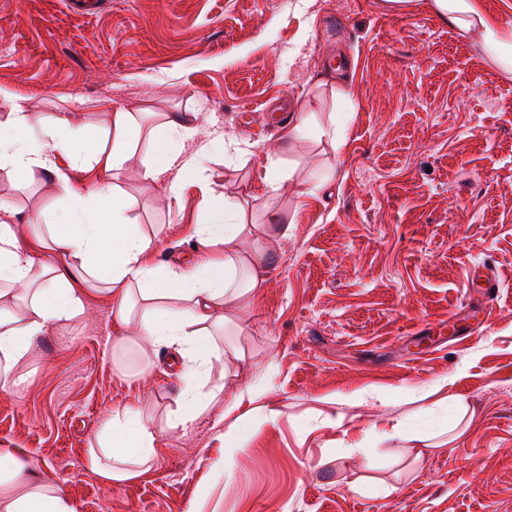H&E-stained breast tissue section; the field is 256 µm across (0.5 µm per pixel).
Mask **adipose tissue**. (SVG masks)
I'll return each instance as SVG.
<instances>
[{
    "instance_id": "1",
    "label": "adipose tissue",
    "mask_w": 512,
    "mask_h": 512,
    "mask_svg": "<svg viewBox=\"0 0 512 512\" xmlns=\"http://www.w3.org/2000/svg\"><path fill=\"white\" fill-rule=\"evenodd\" d=\"M432 10L459 30L480 31L487 54L503 72L512 73V31L489 25L476 0H432ZM0 103L8 109L0 121V172L10 178L36 171L53 175L67 213L63 223L36 240L38 249L60 259L47 278L36 273L13 225L0 223V303L12 301L9 309L0 307V390L21 385L15 369L37 338L83 318L84 297L92 285L109 296L116 320L137 322L138 342L174 349L181 390L167 423L173 429H189L218 396L217 390L202 385L213 357L214 330L224 327L227 308L245 304L248 294L268 279L259 250L242 251L237 243L245 235L287 237V218L270 211L265 223L246 224L241 204L205 184L201 191L208 220L196 230L199 262L152 263L149 256L157 242L138 230L113 183L138 138L133 114L113 113L111 147L84 153L79 149L82 132L67 113L35 136L29 132L24 98L6 95ZM165 126L166 136L150 142L143 176L174 196L183 178L202 170L211 153L223 149L224 140L216 138L188 154L182 146L190 134L185 119L168 115ZM61 156L96 171L94 191L72 188L57 164ZM155 460L153 422L129 406L112 412L86 455L87 465L109 486L147 472ZM2 468L25 491L1 504L0 512H75L60 482H44L31 461L4 450Z\"/></svg>"
}]
</instances>
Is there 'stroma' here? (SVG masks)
<instances>
[{
  "instance_id": "1",
  "label": "stroma",
  "mask_w": 512,
  "mask_h": 512,
  "mask_svg": "<svg viewBox=\"0 0 512 512\" xmlns=\"http://www.w3.org/2000/svg\"><path fill=\"white\" fill-rule=\"evenodd\" d=\"M99 2L82 15L70 0H0V90L26 99L33 133L67 112L95 148L126 110L145 133L186 115L189 153L219 135L240 144L175 197L144 179V149L123 165L117 191L158 238L156 260L197 261L204 183L247 223L268 207L292 229L263 244L267 287L228 310L217 344L243 358L214 360L224 391L189 431L167 425L171 350L142 352L92 291L84 320L40 338L24 383L0 392V449L60 480L76 512H512V76L480 33L443 23L431 0ZM303 112L312 129L269 194L266 154ZM0 200L24 245L32 216L64 212L43 174L0 178ZM480 265L501 288L458 341L448 317L472 305ZM117 336L132 340L119 353ZM254 383L263 396L225 414ZM124 406L152 417L158 462L108 487L84 459ZM239 419L249 438L234 450Z\"/></svg>"
}]
</instances>
